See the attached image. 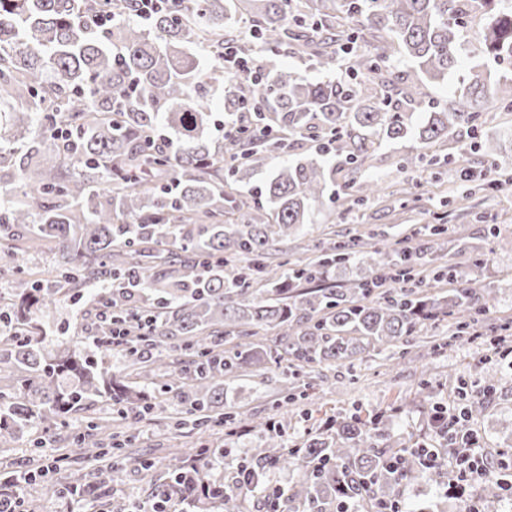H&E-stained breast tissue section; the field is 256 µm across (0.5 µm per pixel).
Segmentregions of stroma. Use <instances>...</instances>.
<instances>
[{"mask_svg": "<svg viewBox=\"0 0 512 512\" xmlns=\"http://www.w3.org/2000/svg\"><path fill=\"white\" fill-rule=\"evenodd\" d=\"M495 139L497 158L512 176V112L490 104L483 113L476 134L460 133L431 147H422L409 137L379 146L359 171L341 167L336 171L334 201L324 203L312 224L300 236L278 244L274 263H293L309 258V246L330 240L358 238L379 248H395L412 229L435 223L446 215L450 229L444 262L459 270L478 269L484 284L496 298V317L512 319V184L500 191L486 189L484 182L460 178V155H467L469 167L481 169L485 142ZM425 152L428 158L420 169L404 168V157ZM367 177L380 181L385 191L360 202L346 198L345 186ZM82 327V346L97 354L94 313L82 301L65 300L53 309L46 326L48 353H55L56 339L73 335ZM448 334L447 323L428 328L415 336L406 348L384 346L363 354L353 367H317L307 380L320 385V398L302 400L290 406L288 426L280 442L290 448L314 431L319 420L345 419L358 413L388 417L387 431L395 442L417 436L431 438L428 423L432 402L448 401L458 387L474 392L487 380L497 391L482 416L470 425L489 453L512 446V361L486 358L485 343L466 340L430 355L432 341ZM283 370L277 366L254 368L234 381L227 403L237 412L247 429L236 441L225 442L224 475H231L237 461L267 451L264 424L279 417L276 408ZM177 405L171 404L137 424V448L145 451L155 466L152 476L164 477L167 470L190 454L197 433L176 429ZM106 405L97 404L73 412L65 428L51 431L34 447L31 435L15 443L6 459L11 469L54 464L60 454H76L72 443L84 434L90 418L109 416ZM436 475L427 473L401 486L399 496L406 512H453L454 500L442 495Z\"/></svg>", "mask_w": 512, "mask_h": 512, "instance_id": "stroma-1", "label": "stroma"}]
</instances>
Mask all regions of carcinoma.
Listing matches in <instances>:
<instances>
[{
	"label": "carcinoma",
	"mask_w": 512,
	"mask_h": 512,
	"mask_svg": "<svg viewBox=\"0 0 512 512\" xmlns=\"http://www.w3.org/2000/svg\"><path fill=\"white\" fill-rule=\"evenodd\" d=\"M106 2L116 17L99 27L85 17L83 0H0V237L24 232L53 253L38 278L23 252L0 266V276L14 279L0 295V381L12 370L10 383L0 385V454L26 433L105 402L118 420L90 422V430L113 438L109 450L85 444L84 459L97 462L93 480L47 482L44 494L69 498L77 488L106 512H145L157 502L176 512H221L224 481L203 478L193 465L154 483L144 503L112 499L118 470L111 452L127 449L135 469L152 466L133 435L118 440L112 427L133 429L169 394L181 406L180 421L194 429L231 427L238 414L224 411V393L254 365H288L282 392L290 404L306 369L405 345L444 317L453 333L433 345L435 353L479 330L498 332L489 324L492 291L438 263L448 248L444 224L412 232L406 241L417 238L413 249L333 241L310 262L284 269L269 261L281 240L310 223L336 182L326 151L269 172L248 196L224 191L225 183L250 185L279 139L292 148L333 136L342 162L357 169L382 141L414 134L427 145L476 128L492 94L484 72L470 69L444 102L428 99L429 85L458 69L476 9L481 32L466 46L470 56L512 61V0H168L147 28L137 23L134 0ZM237 14L246 24L241 49L260 61L253 80L224 73L218 60L224 39H237ZM288 45L323 68L347 64L356 81L296 77L277 63ZM218 80L227 123L251 105L259 110L246 136L213 146L204 132ZM132 82L137 91L112 110ZM423 104L430 111L416 127L410 109ZM160 126L174 138L155 139ZM353 261L364 274L351 287L294 293ZM424 269L457 287L431 293ZM399 270V286L380 288ZM107 293L130 330L124 374L92 359L76 336L58 341L56 354L44 353L51 306L76 295L94 306ZM145 317L148 336L138 328ZM263 328L276 335L255 339ZM171 338L180 339L185 359L171 357ZM163 369L167 379L158 386L151 376ZM381 424V416L328 419L288 450L271 435L272 451L247 460L257 476L244 489L260 493L270 470L288 469L296 479L284 491V512L393 500L421 470L383 468L394 447L378 433Z\"/></svg>",
	"instance_id": "1"
}]
</instances>
